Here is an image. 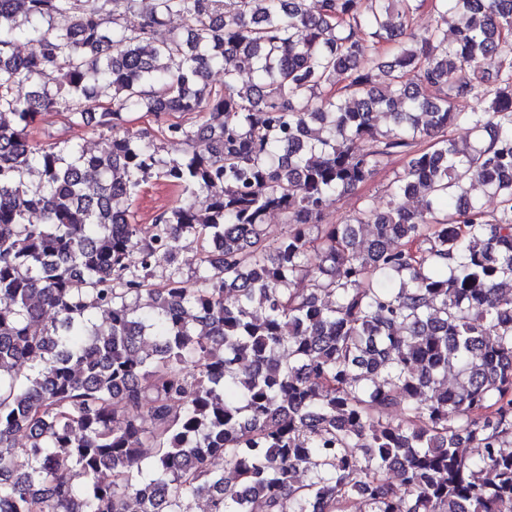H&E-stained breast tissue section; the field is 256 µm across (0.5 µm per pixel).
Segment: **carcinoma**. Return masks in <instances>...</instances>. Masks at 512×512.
<instances>
[{
    "label": "carcinoma",
    "instance_id": "cac0c4a2",
    "mask_svg": "<svg viewBox=\"0 0 512 512\" xmlns=\"http://www.w3.org/2000/svg\"><path fill=\"white\" fill-rule=\"evenodd\" d=\"M138 2L0 0V512H512V0ZM91 103L100 151L32 137ZM152 178L186 200L137 224ZM403 166V158L394 156L371 181L349 194L333 199L326 210L328 214L327 221L338 224L358 211L364 199L380 196L394 175L403 170ZM201 260V255L195 240L191 237L184 238L181 241L180 261L184 278L190 280L189 286L196 288L194 271L198 268Z\"/></svg>",
    "mask_w": 512,
    "mask_h": 512
}]
</instances>
